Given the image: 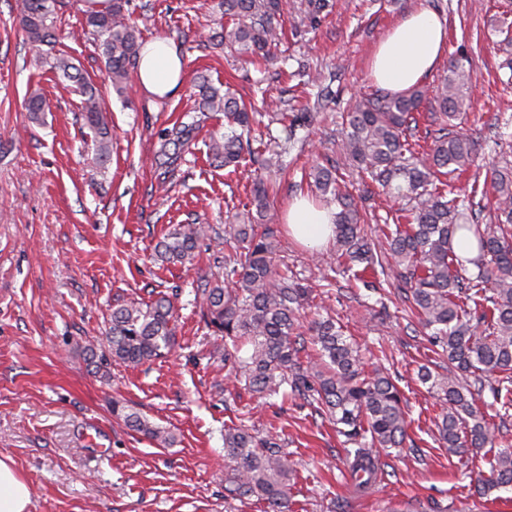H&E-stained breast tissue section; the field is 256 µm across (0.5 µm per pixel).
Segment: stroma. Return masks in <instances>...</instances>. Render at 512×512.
<instances>
[{
	"label": "stroma",
	"instance_id": "stroma-1",
	"mask_svg": "<svg viewBox=\"0 0 512 512\" xmlns=\"http://www.w3.org/2000/svg\"><path fill=\"white\" fill-rule=\"evenodd\" d=\"M445 18L450 57L470 66V102L455 121L477 144L458 178L461 195L490 186L492 168H512V138L495 121L512 122V70L499 44L512 0H284L280 37L270 60H253L213 44L232 28L219 0H128L125 13L142 40L170 39L184 61V81L163 99L129 87L117 96L105 79L97 40L84 29V0L56 8V53L90 76L112 127L110 157L94 161L71 82L59 80L31 52L16 22V0H0V457L27 482L28 512H264L256 498L224 492V428L245 424L278 443L298 470L293 512H512V487L470 493L488 453L449 455L434 418L446 405L419 382L436 357L423 332L409 326L400 300L380 307L375 293L334 273L333 247L312 251L281 235L278 259L313 290L307 317L329 316L362 345L364 370L396 376L408 401L413 450L381 452L375 486L356 492L347 442L300 397L260 399L233 382L224 340L194 304L199 276L223 273V246L201 241L185 264L162 262L155 247L177 225L278 224L288 201L307 193L314 164L331 157L350 173L340 150L341 112L374 93L370 58L416 5ZM255 105L263 118L254 151L281 152L283 169L259 171L251 157L237 168L209 156L223 113L195 118L201 80ZM330 97L317 101V82ZM48 104L39 120L25 108L30 92ZM316 104V120L285 144L282 113ZM197 127L177 161L164 153L173 128ZM263 173L273 192L266 216L250 204ZM166 296L174 304L176 345L168 357L138 367L90 365L84 349H107L112 309ZM121 400L174 434L158 447L113 417Z\"/></svg>",
	"mask_w": 512,
	"mask_h": 512
}]
</instances>
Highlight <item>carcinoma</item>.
<instances>
[{
	"instance_id": "1",
	"label": "carcinoma",
	"mask_w": 512,
	"mask_h": 512,
	"mask_svg": "<svg viewBox=\"0 0 512 512\" xmlns=\"http://www.w3.org/2000/svg\"><path fill=\"white\" fill-rule=\"evenodd\" d=\"M56 0H19L16 21L38 57L50 69L74 83L82 97V116L91 131L96 159L110 152L111 128L93 84L64 56L52 53L56 42ZM224 14L241 20L224 30L218 45L229 44L243 55L265 56L277 36L282 0H223ZM85 26L99 41L105 73L112 89L126 92L138 64L139 37L127 22L124 0H112L105 12L85 13ZM471 71L457 59L448 62L433 99L439 127L429 132L426 157L418 156L410 138L417 131L416 113L426 103L424 90L413 87L401 94L381 92L355 102L344 115L341 148L361 174L401 202L395 225L384 233V261L375 260L376 243L361 224L357 205L337 186V166L328 159L311 172L314 185L336 196V230L333 246L342 273L362 278L360 271L378 264L397 292L410 303L429 331L432 352L448 361V373L419 369V379L442 396L448 408L437 422L448 452L463 456L470 450L496 448L489 472L477 479L476 493L512 485V439L489 422L476 402L488 388V406L512 408V174L497 170L491 177L498 223L479 224L484 198L472 191L460 197L440 176L462 171L474 159V143L448 128L466 103ZM200 112H222L228 126L211 137V156L226 167L237 166L243 153L253 155L261 168L279 160L253 153L245 137L254 113L244 102L222 94L206 80L199 82ZM251 204L261 214L269 208L268 190L254 184ZM463 232L476 241L478 257L470 261L457 255L453 238ZM280 230L267 224H184L157 244L160 257L183 262L194 257L201 239L224 240L234 253L224 257V274L200 279L193 288L200 318L214 335L224 338V365L236 380L264 397L312 395L337 432L357 444L347 451L351 478L359 486L378 475L374 448L400 449L408 436V411L392 377L377 369L362 377L358 347L330 318L315 319L309 332L318 346L316 357L303 363L305 339L298 333L300 312L310 305L312 290L295 274L282 272L274 263ZM476 272L466 275L467 264ZM173 307L161 296L149 304H129L112 310L107 332L112 361L129 366L169 353L175 344L171 324ZM112 415L130 428L163 446L175 437L149 422L118 400ZM225 482L239 497H255L267 512H292L291 487L297 479L295 464L274 442L256 439L246 425L224 427Z\"/></svg>"
}]
</instances>
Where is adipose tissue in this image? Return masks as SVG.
I'll return each mask as SVG.
<instances>
[{
	"label": "adipose tissue",
	"mask_w": 512,
	"mask_h": 512,
	"mask_svg": "<svg viewBox=\"0 0 512 512\" xmlns=\"http://www.w3.org/2000/svg\"><path fill=\"white\" fill-rule=\"evenodd\" d=\"M446 52V25L424 8L409 11L379 43L370 65L371 78L382 88L400 93L419 84ZM184 65L169 39L156 37L140 49L136 80L147 93L162 98L182 85ZM285 222L292 235L316 250L334 231L335 208L296 196L288 204ZM29 488L13 468L0 458V512H27Z\"/></svg>",
	"instance_id": "obj_1"
}]
</instances>
